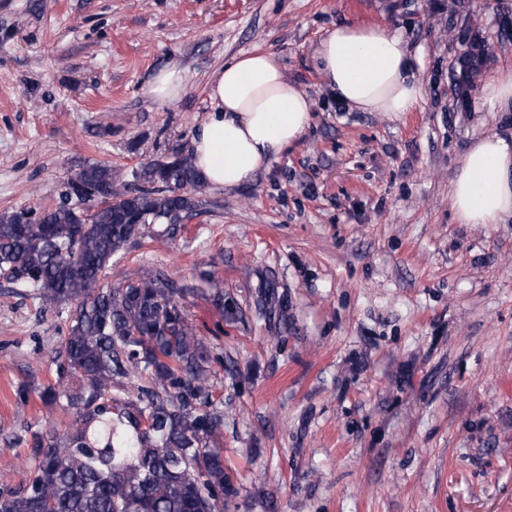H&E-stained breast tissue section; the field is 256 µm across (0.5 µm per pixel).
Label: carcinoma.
Masks as SVG:
<instances>
[{
	"label": "carcinoma",
	"instance_id": "carcinoma-1",
	"mask_svg": "<svg viewBox=\"0 0 512 512\" xmlns=\"http://www.w3.org/2000/svg\"><path fill=\"white\" fill-rule=\"evenodd\" d=\"M203 180L178 151L122 176L105 163L62 183L48 209L0 214V279L69 306L57 381L42 397L73 413L69 429L32 436L37 465L0 492V512H224V414L211 364L221 361L181 300L196 293L160 270L114 285L112 259L150 224L169 233L198 204ZM206 297L224 312V289Z\"/></svg>",
	"mask_w": 512,
	"mask_h": 512
}]
</instances>
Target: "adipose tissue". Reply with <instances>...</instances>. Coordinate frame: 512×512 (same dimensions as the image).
Listing matches in <instances>:
<instances>
[{"label": "adipose tissue", "instance_id": "obj_1", "mask_svg": "<svg viewBox=\"0 0 512 512\" xmlns=\"http://www.w3.org/2000/svg\"><path fill=\"white\" fill-rule=\"evenodd\" d=\"M315 56L326 88L348 108L395 117L415 110L422 86L409 75L400 30L342 25ZM212 110L192 137L204 183L231 189L299 142L312 123L309 97L288 80L276 54L253 51L224 65L210 85ZM449 205L461 224L512 222V140L474 139L451 182Z\"/></svg>", "mask_w": 512, "mask_h": 512}]
</instances>
